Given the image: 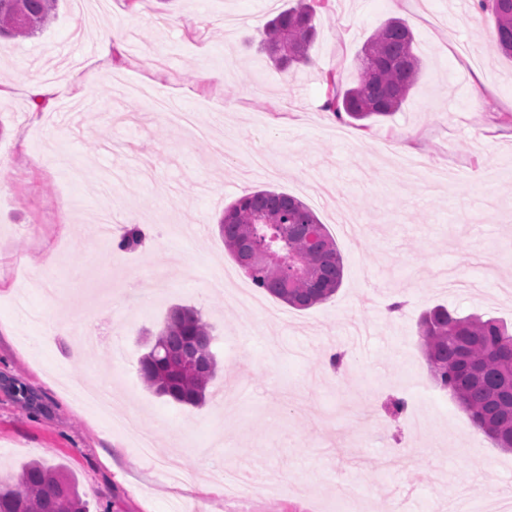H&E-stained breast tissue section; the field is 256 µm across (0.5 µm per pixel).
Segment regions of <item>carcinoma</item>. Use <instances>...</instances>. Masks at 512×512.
Wrapping results in <instances>:
<instances>
[{"label":"carcinoma","mask_w":512,"mask_h":512,"mask_svg":"<svg viewBox=\"0 0 512 512\" xmlns=\"http://www.w3.org/2000/svg\"><path fill=\"white\" fill-rule=\"evenodd\" d=\"M57 0H0V36L28 38L50 23ZM298 0L263 29V49L280 66L308 61L316 34L315 7ZM495 21L494 46L512 57V0H478ZM422 60L400 19L376 29L363 45L354 86L342 89L331 72L324 107L354 121L386 118L399 111L415 87ZM224 249L253 284L296 309L331 299L342 284L341 254L316 213L298 198L261 189L224 209ZM201 313L173 307L139 374L152 392L191 407L206 402L217 362ZM419 347L435 381L450 391L470 421L493 444L512 450V331L495 318L459 317L444 306L422 316ZM0 512H88L77 482L43 462L23 465L13 481L0 482Z\"/></svg>","instance_id":"cac0c4a2"}]
</instances>
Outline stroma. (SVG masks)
Returning a JSON list of instances; mask_svg holds the SVG:
<instances>
[{
	"label": "stroma",
	"instance_id": "35a3bbf8",
	"mask_svg": "<svg viewBox=\"0 0 512 512\" xmlns=\"http://www.w3.org/2000/svg\"><path fill=\"white\" fill-rule=\"evenodd\" d=\"M292 0H59L29 38L0 40V481L33 460L74 476L91 512H336V490L362 512H447L458 487L483 512L490 485L512 488V451L472 430L432 379L417 345L422 313L512 325V58L493 51L495 23L477 0H326L306 65L278 69L261 49L265 23ZM422 60L393 116L359 126L328 119L325 78L357 79L356 57L390 18ZM124 29L122 63L32 120L24 83L84 75L100 26ZM223 72V84L200 68ZM485 77L484 102L474 98ZM73 107L63 119L59 105ZM261 189L295 196L326 225L343 261L335 296L299 310L256 288L225 252L224 208ZM116 236L96 243L101 210ZM53 261H46V253ZM231 270L246 314L211 286ZM66 298L47 302L45 289ZM401 316H381L392 294ZM177 304L210 324L217 370L210 400L183 409L143 385L138 359ZM342 347L341 371L326 364ZM73 384L111 388L144 429L150 453L78 406ZM411 397L424 420L388 417ZM383 420L363 432L367 411ZM127 482H118L116 471ZM237 473L230 499L212 473Z\"/></svg>",
	"mask_w": 512,
	"mask_h": 512
}]
</instances>
